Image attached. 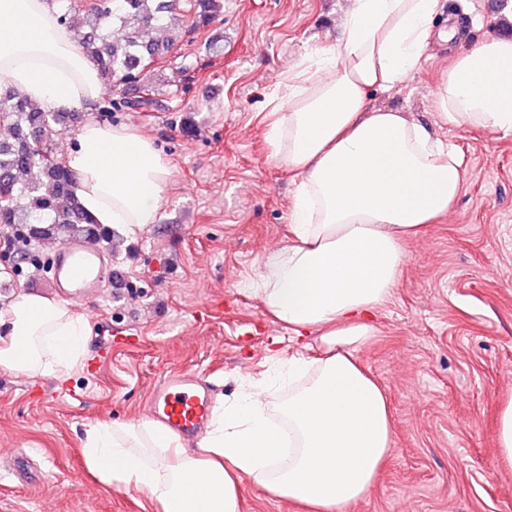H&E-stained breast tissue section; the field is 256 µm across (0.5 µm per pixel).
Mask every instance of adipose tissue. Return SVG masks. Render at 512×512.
I'll list each match as a JSON object with an SVG mask.
<instances>
[{
	"label": "adipose tissue",
	"instance_id": "1",
	"mask_svg": "<svg viewBox=\"0 0 512 512\" xmlns=\"http://www.w3.org/2000/svg\"><path fill=\"white\" fill-rule=\"evenodd\" d=\"M439 0H354L343 39L324 57L328 79L283 87L269 127L300 184L288 220L294 242L267 257L251 291L295 339L316 335L319 354L294 357L275 378L288 399L270 409L260 383L218 408L198 451L146 421L100 422L86 433L88 469L105 485L135 489L145 512H241L242 482L303 512H348L365 499L393 452L386 394L360 363L378 334L406 244L446 216L464 182L453 145L401 112L376 108L373 91L417 68ZM51 0H0V79L28 101L75 112L105 91L97 67L57 22ZM445 125L512 132V38L459 54L436 88ZM72 193L96 223L155 224L170 167L129 124L91 119L65 155ZM0 367L65 376L81 360L89 326L62 302L23 294L7 311ZM58 337L45 348L41 339Z\"/></svg>",
	"mask_w": 512,
	"mask_h": 512
}]
</instances>
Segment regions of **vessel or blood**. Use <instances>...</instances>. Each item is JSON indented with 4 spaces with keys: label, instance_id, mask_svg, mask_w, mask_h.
<instances>
[{
    "label": "vessel or blood",
    "instance_id": "obj_1",
    "mask_svg": "<svg viewBox=\"0 0 512 512\" xmlns=\"http://www.w3.org/2000/svg\"><path fill=\"white\" fill-rule=\"evenodd\" d=\"M57 259L56 286L59 294L75 307L89 303L103 276L122 285L120 270L103 271L100 252L83 236L70 237L53 246ZM153 408L160 424L182 437L201 439L211 411V388L201 374L186 370L170 376L153 393Z\"/></svg>",
    "mask_w": 512,
    "mask_h": 512
}]
</instances>
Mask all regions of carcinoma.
<instances>
[{
	"label": "carcinoma",
	"instance_id": "cac0c4a2",
	"mask_svg": "<svg viewBox=\"0 0 512 512\" xmlns=\"http://www.w3.org/2000/svg\"><path fill=\"white\" fill-rule=\"evenodd\" d=\"M58 21L74 31L80 50L97 66L109 106L149 111L163 87L154 63L170 44L156 33L207 26L219 19L220 0H52ZM76 113L53 112L0 84V261L19 270L32 265V250L76 232L112 247V231L96 224L71 191L72 174L58 157L56 141ZM32 249L11 255L14 240Z\"/></svg>",
	"mask_w": 512,
	"mask_h": 512
}]
</instances>
